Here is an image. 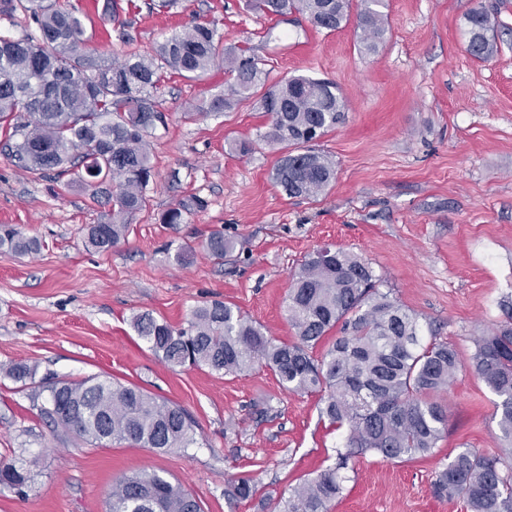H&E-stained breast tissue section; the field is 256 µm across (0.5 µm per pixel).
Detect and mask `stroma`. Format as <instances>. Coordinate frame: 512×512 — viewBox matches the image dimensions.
Masks as SVG:
<instances>
[{
    "instance_id": "1",
    "label": "stroma",
    "mask_w": 512,
    "mask_h": 512,
    "mask_svg": "<svg viewBox=\"0 0 512 512\" xmlns=\"http://www.w3.org/2000/svg\"><path fill=\"white\" fill-rule=\"evenodd\" d=\"M56 0L78 8L88 54L105 59L153 53L166 37L207 21L225 46L249 49L269 83L309 75L336 83L342 121L316 148L336 178L316 198L287 197L272 174L281 154L257 135L269 123L256 99L208 111L230 81L223 61L198 78L167 80L159 91L165 125L150 137L155 177L143 210L107 252L86 250L85 225L102 209L87 189L16 166L0 132V224L37 237L35 255L0 250V365L34 367L36 381L0 377V457L33 461L24 493L0 489V512H108L119 477L156 471L182 483L202 512H281L292 486L334 466L345 432L321 417L320 393L284 390L257 367L233 377L174 367L132 326L149 313L184 326L199 306L222 301L273 338L293 341L286 297L305 255L330 244L372 267L417 316L422 330L469 360L476 341L512 307V0H386L387 33L364 52L356 21L317 30L306 15L267 16L244 0ZM483 5L499 51L471 57L466 14ZM132 39L117 40L119 22ZM248 142V153L235 145ZM182 224L162 213L192 198ZM215 229L232 238V260L205 248ZM191 251L190 263L175 255ZM102 376L136 386L189 413L196 442L162 452L127 442L93 447L40 414L42 380ZM448 430L433 455L352 459L330 512H466L430 492L436 471L461 449L504 450L496 395L461 369L439 395ZM256 486L228 502L229 481Z\"/></svg>"
}]
</instances>
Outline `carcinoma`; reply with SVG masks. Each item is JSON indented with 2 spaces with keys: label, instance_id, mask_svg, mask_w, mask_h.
Instances as JSON below:
<instances>
[{
  "label": "carcinoma",
  "instance_id": "cac0c4a2",
  "mask_svg": "<svg viewBox=\"0 0 512 512\" xmlns=\"http://www.w3.org/2000/svg\"><path fill=\"white\" fill-rule=\"evenodd\" d=\"M268 15L292 11L307 15L314 27L333 32L350 19L351 0H248ZM383 0H361L358 24L362 48L374 53L384 42ZM22 11L29 31L19 39L0 37V127L4 149L18 167L33 174L57 176L77 169L71 183L93 188L112 212L86 226L84 244L105 252L124 238L129 219L146 204L153 177L150 143L165 115L158 89L167 76L196 78L224 58L233 75L227 90L215 95L209 112H224L242 99L257 96L270 115L259 140L286 150L274 180L290 198H315L335 178L334 161L310 143L324 136L343 117L336 84L298 75L265 87L258 61L224 48L215 25L194 23L157 45L150 56H127L107 62L84 52V28L74 10L46 0H0V15ZM467 53L489 60L496 46L488 36L492 23L483 6L466 15ZM202 207L197 198L167 209L164 224H180L183 213ZM210 255L224 261L234 242L224 231L206 241ZM35 254L40 242L11 224L0 225V249ZM369 264L343 249L329 246L304 257L292 274L288 319L296 339L276 342L240 311L221 301L196 308L187 327L176 329L148 313L134 317L137 335L169 365L205 367L236 376L256 366L273 371L291 391H327L321 416L347 428L345 451L338 462L315 478L290 489L283 512H328L342 492L339 470L368 452L389 460L433 454L448 429V410L427 396L443 391L457 372L469 366L498 398L497 426L512 441V316L476 342L469 363L446 342L424 341L415 315L377 288ZM340 328L321 354L318 345ZM0 375L15 382L34 379L24 364L0 365ZM40 412L56 427L85 443L103 447L127 442L167 451L194 443L185 409L135 387L88 377L48 386ZM31 481L30 462L21 456L0 460V488L24 492ZM255 491L249 479L228 485L230 500ZM431 492L441 500L460 499L468 512H512V460L507 454L458 452L435 473ZM109 512H201L183 486L157 472L125 475L107 495Z\"/></svg>",
  "mask_w": 512,
  "mask_h": 512
}]
</instances>
